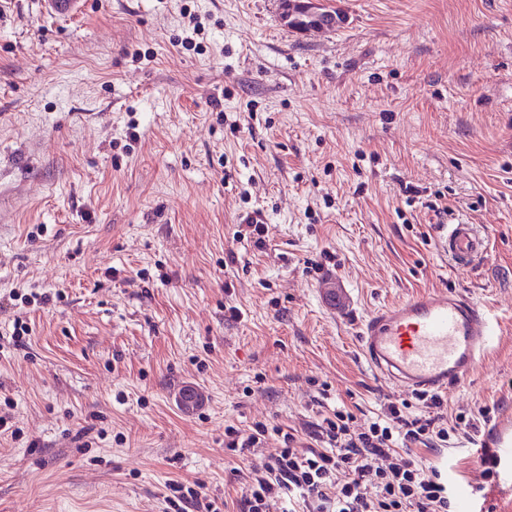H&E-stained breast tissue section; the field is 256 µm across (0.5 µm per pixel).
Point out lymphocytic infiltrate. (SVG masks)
Here are the masks:
<instances>
[{"instance_id":"obj_1","label":"lymphocytic infiltrate","mask_w":512,"mask_h":512,"mask_svg":"<svg viewBox=\"0 0 512 512\" xmlns=\"http://www.w3.org/2000/svg\"><path fill=\"white\" fill-rule=\"evenodd\" d=\"M488 414L451 417L441 395L419 393L371 421L339 406L287 431L226 427L225 447L246 462L233 473L244 486L238 512H451L448 453Z\"/></svg>"}]
</instances>
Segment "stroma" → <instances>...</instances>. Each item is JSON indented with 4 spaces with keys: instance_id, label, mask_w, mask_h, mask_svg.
<instances>
[{
    "instance_id": "35a3bbf8",
    "label": "stroma",
    "mask_w": 512,
    "mask_h": 512,
    "mask_svg": "<svg viewBox=\"0 0 512 512\" xmlns=\"http://www.w3.org/2000/svg\"><path fill=\"white\" fill-rule=\"evenodd\" d=\"M314 3L340 17L319 39L282 0H93L67 23L0 0V297H54L0 306V512H166L172 480L236 503L225 427L314 420L311 376L376 416L402 392L356 322L422 290L497 322L449 411H512V0ZM439 191L488 232L475 269L430 244ZM253 210L269 250L233 238ZM326 252L344 319L308 270Z\"/></svg>"
}]
</instances>
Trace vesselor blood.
Instances as JSON below:
<instances>
[{
	"label": "vessel or blood",
	"instance_id": "b4317fda",
	"mask_svg": "<svg viewBox=\"0 0 512 512\" xmlns=\"http://www.w3.org/2000/svg\"><path fill=\"white\" fill-rule=\"evenodd\" d=\"M89 0H40L61 20L83 13ZM437 255L456 269L479 266L488 251L483 227L457 220L430 227ZM370 371L403 391L439 392L462 384L496 335L493 316L470 297L438 288L371 312L359 324ZM478 447L492 449L499 470L495 491L512 493V414L484 421Z\"/></svg>",
	"mask_w": 512,
	"mask_h": 512
}]
</instances>
